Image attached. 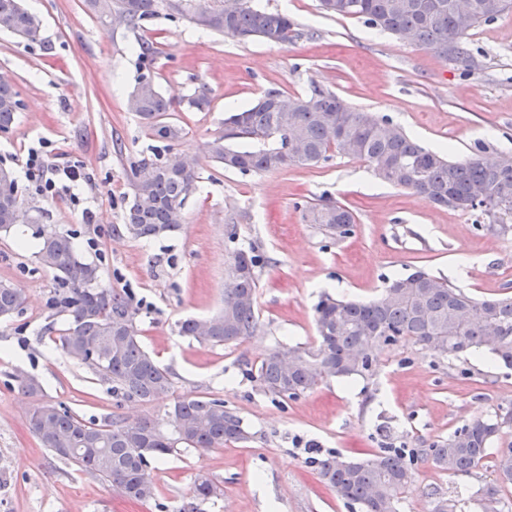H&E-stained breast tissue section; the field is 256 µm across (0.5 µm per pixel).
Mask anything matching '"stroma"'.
Returning <instances> with one entry per match:
<instances>
[{
    "label": "stroma",
    "instance_id": "35a3bbf8",
    "mask_svg": "<svg viewBox=\"0 0 512 512\" xmlns=\"http://www.w3.org/2000/svg\"><path fill=\"white\" fill-rule=\"evenodd\" d=\"M256 2L288 14L300 38L285 45L239 40L163 12L145 26L159 50L156 81L175 107L170 118L185 130L173 151L193 161L199 176L181 231L151 239L121 230L129 163L154 144L127 107L139 73L134 34L120 21L98 20L84 0H24L41 20L39 42L0 32V76L21 102L12 128L0 132V167L16 179L22 230L54 224L77 231L79 250L101 266L103 284L128 289L140 302L139 336L172 372L175 396L222 398L249 433L244 443L184 449L161 460L153 473L156 497L145 503L42 448L27 422L38 400L99 421L157 416L164 407L116 406L106 385L50 341L47 301L56 283L36 269L32 251L2 236L0 281L22 290L25 310L0 319V512H175L201 470L224 487L204 512H349L308 466L309 457L425 448L512 403V370L490 355L448 360L406 342L378 350L372 376L332 379L296 399L266 394L246 377L247 366L276 346L313 342L315 306L325 293L366 301L386 280L421 268L479 299L512 295V233L477 227L472 216L383 184L365 160L337 155L315 167L244 174L206 153L228 110L248 107L271 89L295 94L314 86L391 118L452 158L512 152V14L473 33L479 67L465 77L430 50L364 20L325 15L318 0ZM202 84L211 91L210 108H188L187 97ZM31 148L52 163L83 167L79 205L36 192L24 169ZM323 196L353 211V235L336 239L306 220V206ZM236 247L255 248L264 259L258 331L229 347L199 346L179 335L177 323L220 311L224 269ZM18 369L39 378L41 398L18 389ZM511 445L512 429L504 430L479 475L463 481L417 462L402 512H428L424 489L461 482L475 488L492 479L500 450Z\"/></svg>",
    "mask_w": 512,
    "mask_h": 512
}]
</instances>
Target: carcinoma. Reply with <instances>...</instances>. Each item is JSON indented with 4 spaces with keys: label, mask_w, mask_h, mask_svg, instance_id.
Segmentation results:
<instances>
[{
    "label": "carcinoma",
    "mask_w": 512,
    "mask_h": 512,
    "mask_svg": "<svg viewBox=\"0 0 512 512\" xmlns=\"http://www.w3.org/2000/svg\"><path fill=\"white\" fill-rule=\"evenodd\" d=\"M98 0H85L87 10L100 19L122 17L139 40L141 71L128 99L134 112L159 142L147 155L130 163L131 200L124 213V230L133 238H157L178 233L185 222L184 205L196 191V169L171 154L184 128L165 120L174 111L160 93L153 70L158 54L155 43L139 34L145 23L164 10L173 18L225 36L259 38L288 44L299 32L288 16L266 11L254 0H242L231 19L224 18V0H111L112 12L98 9ZM467 11L455 0H319L328 15L363 18L372 27L396 37L409 32L416 45L470 72L476 69L470 47L472 31L512 13V0L487 14L486 0H470ZM40 19L20 0H0V31L35 42ZM20 106L18 93L0 81V132L11 129ZM225 133L207 143L209 157L226 169L241 173L273 172L290 166H316L332 154L365 159L375 175L397 188L448 207V196L459 204L451 210L490 219L487 227L502 234L512 231V155L487 164L473 156L445 158L409 136L388 117H377L345 104L339 96L318 87L306 94L279 90L265 92L252 106L224 120ZM228 139L251 142L232 147ZM296 143L285 155L284 145ZM306 218L331 237L353 233L356 220L346 206L321 197L306 208ZM21 204L13 172L0 167V234L14 230ZM35 251L38 268L58 284L49 299L50 316L64 326L53 343L73 362L86 367L108 386L116 406L128 401L164 403L163 418L130 421L119 415L100 422L85 420L61 404L42 402L28 415L31 433L57 458L77 470L108 482L121 496L140 502L154 499L155 464L183 448L208 450L249 439L241 419L224 408L221 398L184 400L173 397L169 369L145 351L138 338V302L124 288L102 285L100 265L85 260L75 233L54 224L37 225ZM263 258L253 249L232 250L225 275L234 287L224 293L219 315L193 317L177 324L178 333L201 346H231L252 336L259 326L256 305L258 268ZM24 297L13 284L0 282V319L19 316ZM316 343L279 346L246 375L264 392L297 399L321 383L352 376L364 377L372 369L377 346L402 341L419 345L446 359L488 351L512 369V297L478 301L463 289L423 269L387 283L381 295L368 303L324 296L315 307ZM297 360L292 372L280 365V356ZM18 388L29 396L43 393L38 378L16 376ZM512 428V404L499 406L485 418L456 428L427 448H384L365 458L341 455L312 457L309 464L330 486L350 512H400L399 504L414 483L415 461L421 457L454 476L471 477L487 456L489 445ZM512 484V445L500 452L495 478L470 496L461 491L425 492L430 512H460L461 505H485L484 512H499L501 488ZM224 494L210 474L199 472L193 496L176 512H201V505Z\"/></svg>",
    "instance_id": "1"
}]
</instances>
